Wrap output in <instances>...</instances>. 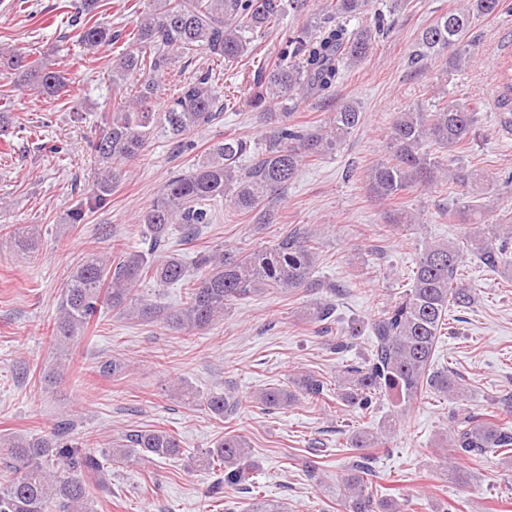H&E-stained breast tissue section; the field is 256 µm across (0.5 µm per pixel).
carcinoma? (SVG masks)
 <instances>
[{
  "mask_svg": "<svg viewBox=\"0 0 512 512\" xmlns=\"http://www.w3.org/2000/svg\"><path fill=\"white\" fill-rule=\"evenodd\" d=\"M103 0H75L74 21L83 48L97 52L123 42L112 59V81L125 87L121 103L102 119L91 148L99 172L88 206L106 202L126 167L138 159L158 134L175 149H190V134L209 127L224 108L215 77L208 71L178 80L176 92L161 111L153 108L157 76L168 72L172 56L202 50L227 62L242 60L254 51V35L270 28L290 12L305 22L288 35L285 49L252 72L247 89L255 107L277 106V112L259 113L268 127L262 143L242 136H226L213 143L191 171L171 177L158 198L144 212L148 248H112V255L92 254L71 272L61 293L51 340L67 347L84 334L91 320L107 305L141 321L165 317L176 330L204 331L224 319L235 301L269 293L297 294L325 286L334 293L340 286L314 278L319 261L321 232L296 224L273 244L253 251L217 248L199 255L195 272L169 251L174 226L184 241L210 223L204 203L225 200L234 216L246 215L255 224L276 220V206L307 162L339 151L359 127L356 103L343 102L323 124L309 128L290 121L292 109L311 96L324 95L341 80L345 69L364 61L376 38L388 28L378 17L369 26H350L364 12L366 0H328L325 13L309 12L310 0H156L153 12L142 16L127 34L95 19ZM512 10L509 0H467L423 28L410 63L434 58L444 61L441 76L469 67L477 55L468 33L477 17ZM0 64L18 71L20 83L49 97L67 96L69 79L49 70L14 49L0 50ZM494 75L499 124L512 131V55L498 57ZM480 103L467 97L441 100L427 112H400L391 125L387 159L366 173L369 191L391 205L389 230H416L422 220L405 206L404 195L415 188H437L451 183L478 198L483 173L464 166L450 168L437 152H451L466 144L479 122ZM9 243L33 252L37 242L0 225V244ZM474 264L483 270L512 276V210H504L499 224H472L457 241L427 242L420 250L410 288L376 316L349 324L347 336H369L371 349L357 363L340 366L336 388L315 374H301L288 385H273L255 393L254 401L267 411L284 409L301 399L325 403L329 396L372 412L377 400L391 395L401 403L438 394L459 400L466 389L458 374L434 366L440 338L449 333L451 313L472 307L475 295L463 282L461 269ZM152 281L160 286L182 285L187 290L183 307L170 315L139 294ZM305 322L338 320L336 304L326 298L306 305ZM181 397L218 419L236 414L239 399L227 388L202 393L186 382ZM74 419L63 414L50 431L35 437L0 434V512H93L91 488L106 485L110 461H157L184 453L181 441L166 430H130L102 454L92 453L75 435ZM452 454L448 473H460L459 461L482 462L496 453H512V404L504 399L501 411H457L449 435ZM348 445L358 453L343 478L346 512H411L416 502L401 506L373 491L369 465L373 450L385 445L381 434L359 428ZM199 460L224 475L212 489L248 492L259 464L248 441L227 434L213 447L200 450Z\"/></svg>",
  "mask_w": 512,
  "mask_h": 512,
  "instance_id": "cac0c4a2",
  "label": "carcinoma"
}]
</instances>
